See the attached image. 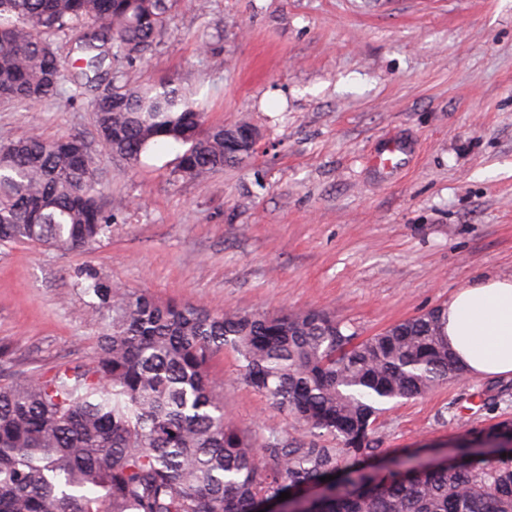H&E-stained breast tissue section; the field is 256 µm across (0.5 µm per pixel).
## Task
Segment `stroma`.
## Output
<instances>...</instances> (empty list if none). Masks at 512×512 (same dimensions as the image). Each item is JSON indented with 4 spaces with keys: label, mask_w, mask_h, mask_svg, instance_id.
Instances as JSON below:
<instances>
[{
    "label": "stroma",
    "mask_w": 512,
    "mask_h": 512,
    "mask_svg": "<svg viewBox=\"0 0 512 512\" xmlns=\"http://www.w3.org/2000/svg\"><path fill=\"white\" fill-rule=\"evenodd\" d=\"M119 71L131 87L175 81L209 124L254 127L258 149L200 184L173 174L182 145L113 154L72 85L33 111L0 102V145L83 135L113 215L81 252L0 245V348L17 374L90 363L103 322L74 286L85 265L162 304L323 309L364 338L512 274V0H168L153 51ZM389 136L416 146L393 179L370 163ZM211 371L258 444L304 437L232 351ZM505 419L512 376H465L374 430L387 453L441 456Z\"/></svg>",
    "instance_id": "1"
}]
</instances>
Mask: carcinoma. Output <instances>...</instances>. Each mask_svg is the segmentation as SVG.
Returning <instances> with one entry per match:
<instances>
[{
    "label": "carcinoma",
    "mask_w": 512,
    "mask_h": 512,
    "mask_svg": "<svg viewBox=\"0 0 512 512\" xmlns=\"http://www.w3.org/2000/svg\"><path fill=\"white\" fill-rule=\"evenodd\" d=\"M167 11L166 0H0V100L33 106L69 82L95 92L99 138L131 163L160 142L186 146L176 173L198 182L242 163L250 126L208 124L174 83L112 78V63L153 50ZM68 33L74 71L51 40ZM111 228L81 134L0 146V245L83 251ZM74 277L105 329L91 363L0 383V512H257L312 485L320 494L293 500L298 512H512V449L498 447L511 422L478 432L450 465L367 464L384 453L373 427L385 405L463 375L440 307L361 339L323 310L212 314L114 287L90 266ZM226 349L308 438L257 448L227 419L210 374Z\"/></svg>",
    "instance_id": "1"
}]
</instances>
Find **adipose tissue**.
<instances>
[{"label": "adipose tissue", "instance_id": "1", "mask_svg": "<svg viewBox=\"0 0 512 512\" xmlns=\"http://www.w3.org/2000/svg\"><path fill=\"white\" fill-rule=\"evenodd\" d=\"M445 311L448 346L466 376H512V275L458 289Z\"/></svg>", "mask_w": 512, "mask_h": 512}]
</instances>
